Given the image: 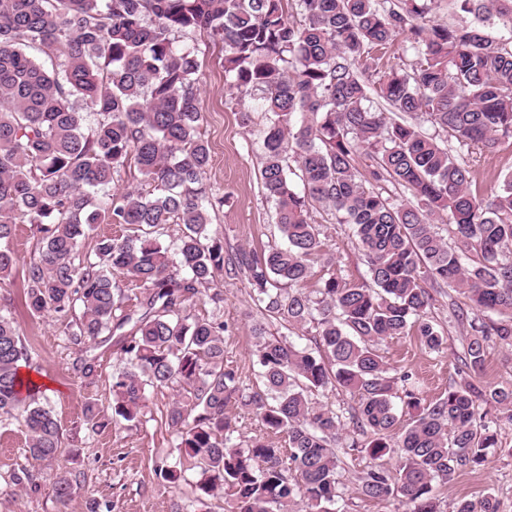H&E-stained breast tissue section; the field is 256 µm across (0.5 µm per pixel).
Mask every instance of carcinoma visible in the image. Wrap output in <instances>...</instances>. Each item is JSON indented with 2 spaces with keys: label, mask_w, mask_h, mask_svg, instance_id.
<instances>
[{
  "label": "carcinoma",
  "mask_w": 512,
  "mask_h": 512,
  "mask_svg": "<svg viewBox=\"0 0 512 512\" xmlns=\"http://www.w3.org/2000/svg\"><path fill=\"white\" fill-rule=\"evenodd\" d=\"M428 2L0 0V281L22 273L28 310L61 321L78 379L94 376L92 346L120 352L112 419L87 406L91 431L141 425L148 389H177L164 424L196 470L203 508L222 493L230 512H291L298 500L336 512V447L348 422L373 460L357 493L440 512L435 483L485 465L498 447L487 409L512 422V384L473 379L489 341L512 346V172L489 196L471 189L473 173L495 169L498 144L512 137V0H452L474 25L437 23ZM494 25L497 36L485 31ZM198 32L222 45L230 88L264 114L261 184L283 245L229 253L212 234L203 183L211 148L198 49L188 43ZM401 33L417 55L410 74L383 62ZM420 114L434 133L412 122ZM127 166L160 192L112 190ZM391 186L411 200L395 203ZM317 207L349 227L369 282L348 283L329 262L309 287L313 264L331 250L310 221ZM444 218L448 241L436 230ZM19 224L37 235L21 266ZM99 224L125 233L81 253ZM170 224L180 226L172 249ZM240 274L262 315L315 330L309 348L256 325L250 386L224 366L222 317L187 311L204 298L221 306L224 276ZM119 275L137 286L130 308ZM445 286L474 317L452 309L467 326L461 381L423 403L397 389L409 373L390 375L378 345L411 335L440 350L429 288ZM29 360L17 322L0 310V418L22 420L32 459L57 461L61 427L40 387L21 377ZM338 389L355 406L338 412L313 399ZM231 402L277 441L233 442ZM12 484L40 488L26 468ZM71 488L59 469L55 497L66 501ZM453 512L497 509L485 498Z\"/></svg>",
  "instance_id": "carcinoma-1"
}]
</instances>
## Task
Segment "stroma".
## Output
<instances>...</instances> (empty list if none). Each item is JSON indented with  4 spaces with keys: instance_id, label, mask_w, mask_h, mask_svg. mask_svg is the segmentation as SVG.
<instances>
[{
    "instance_id": "obj_1",
    "label": "stroma",
    "mask_w": 512,
    "mask_h": 512,
    "mask_svg": "<svg viewBox=\"0 0 512 512\" xmlns=\"http://www.w3.org/2000/svg\"><path fill=\"white\" fill-rule=\"evenodd\" d=\"M198 80L204 120L202 132L211 147L212 163L205 174L215 196H229L228 205L211 211L212 231L223 237L225 246L260 248L279 242L274 220V204L266 198L258 169L261 161V129L264 119L256 112V102L230 89L224 76V54L206 36H199ZM251 113L250 124H243V113ZM331 244L337 266L344 278L360 281L367 276L365 259L349 230L336 224L322 211H312ZM466 306L458 292L441 293L429 315L443 329L447 342L443 349H425L416 337L402 336L384 341L381 353L391 371L409 370L414 374L412 388L423 400L432 401L458 382L457 366L463 354L465 332L450 317L452 305ZM250 288L243 277L224 280V315L229 330L224 336V363L243 380L254 379L257 371L251 354L255 323L279 331L274 320L252 313ZM0 307L12 310L23 339L34 351L31 366L44 384L45 404L63 431V455L59 460L71 473L74 488L66 503H59L51 489V466L28 459L26 430L21 421L0 422V512H90L92 503L110 502L112 512H193L195 471L185 473L178 486H168L157 473L159 466H175L179 453L175 436L161 424L174 397L171 390L151 391L149 408L152 421L140 427L125 424L94 432L86 428L83 413L87 404L107 411L112 406V373L118 356L112 348L96 349V372L79 381L74 374L75 355L55 318L31 316L23 297L21 277L0 282ZM499 446L489 462L475 473H462L439 488L442 512H452L461 499L474 502L494 498L499 512H512V423L499 419ZM339 479L347 493L337 507L339 512H403L398 499H367L352 488L366 470L370 458L364 448H343ZM31 468L41 489L36 493L17 490L10 475L21 467Z\"/></svg>"
}]
</instances>
